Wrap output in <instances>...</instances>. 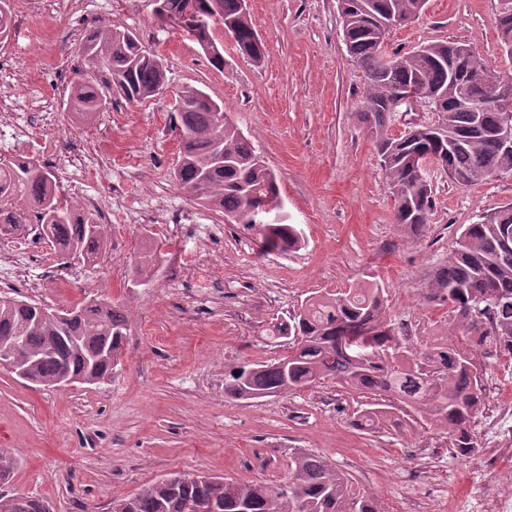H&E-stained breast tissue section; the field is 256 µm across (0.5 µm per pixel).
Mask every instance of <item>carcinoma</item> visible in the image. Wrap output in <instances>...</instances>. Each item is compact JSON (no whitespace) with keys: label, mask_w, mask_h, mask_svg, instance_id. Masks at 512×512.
Wrapping results in <instances>:
<instances>
[{"label":"carcinoma","mask_w":512,"mask_h":512,"mask_svg":"<svg viewBox=\"0 0 512 512\" xmlns=\"http://www.w3.org/2000/svg\"><path fill=\"white\" fill-rule=\"evenodd\" d=\"M220 2L223 23H231L240 53L256 65L264 63L265 45L242 0H159V19L190 21L209 18ZM427 0H338L348 51L366 77L356 117L371 134L394 200L393 221L415 239L427 229L433 189L414 159L432 155L448 178L471 185L512 174V151L496 136L503 114L494 108L475 112L461 97L484 98L491 90L488 72L473 53L453 70L448 57L455 44L422 45L407 53L386 54L391 30L418 17ZM11 0H0V38L9 36ZM216 69L224 55L212 28L200 39L196 29L182 26ZM504 56L512 62V9L498 21ZM89 71L70 85L67 106L91 119L106 110L113 94L131 103L159 96L168 85L163 58L131 30L96 27L81 46ZM421 86L440 112L435 124H420L400 137L388 133L395 96ZM173 124L180 150L171 177L179 187L224 219L253 230L269 253L301 247V237L287 215L260 222L264 208L280 202L276 177L250 140L234 125L224 124V107L204 90L186 86L178 93ZM107 225L58 191L51 167L37 159L0 162V237L30 232L46 241L56 255H78L92 262L107 241ZM429 298L448 304L453 335L463 339L415 353L405 349L386 316L383 289L376 282H357L336 294L312 295L286 320L270 323L268 340L287 354L265 364L232 366L224 393L234 400L286 395L332 380L359 394H390L409 408L392 418L378 402L357 411L351 425L361 431L389 428L408 431L416 411L454 435V446L475 449L468 432L484 403L482 374L476 351L512 354V204L463 226L455 246L433 272ZM127 317L109 301L87 297L63 320L55 311L3 295L0 297V348L11 359V372L43 386H58L64 377L102 379L120 364L127 339ZM15 458L0 450V483L7 482ZM0 512H50L38 497L0 492ZM112 512H380L375 500L355 486L347 474L323 456L295 451L288 476L279 484L236 482L210 476L184 482L173 473L144 484L137 492L112 501Z\"/></svg>","instance_id":"1"}]
</instances>
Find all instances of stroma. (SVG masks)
I'll list each match as a JSON object with an SVG mask.
<instances>
[{"label":"stroma","instance_id":"1","mask_svg":"<svg viewBox=\"0 0 512 512\" xmlns=\"http://www.w3.org/2000/svg\"><path fill=\"white\" fill-rule=\"evenodd\" d=\"M268 55L256 66L232 42L215 69L199 45L162 23L149 0H41L15 25L0 68V100L13 130L0 135V160L36 154L70 195L106 194L109 244L91 263L63 267L46 242L0 240V291L43 307L71 309L87 294L121 305L125 354L97 384L47 388L0 368V449L18 468L9 493L43 498L52 512H111L115 498L173 472L238 482H282L289 456L320 454L374 496L380 512H484L485 499L512 481V460L492 461L499 441L477 420L475 454L446 430L419 419L404 436L354 429L364 402L336 382L284 396L224 395L229 367L278 357L261 329L287 318L313 293L379 282L387 314L415 349L447 342V304L427 298L435 267L462 225L512 203V176L461 186L429 169L435 206L421 238L393 222L394 201L373 140L355 116L366 79L347 51L337 0H248ZM504 0H428L422 14L392 30L387 51L442 40L473 47L503 71L497 18ZM134 31L162 54L170 94L138 104L113 97L89 123L66 107L84 65L87 30ZM205 90L224 104L274 172L289 223L304 238L288 253L264 254L258 236L225 223L171 177L179 143L174 93ZM111 153H102L103 144ZM158 248L152 271L134 276L145 246ZM482 415L512 401V355H479Z\"/></svg>","mask_w":512,"mask_h":512}]
</instances>
